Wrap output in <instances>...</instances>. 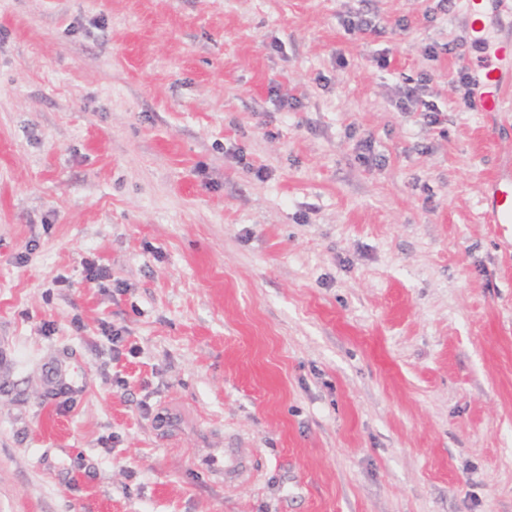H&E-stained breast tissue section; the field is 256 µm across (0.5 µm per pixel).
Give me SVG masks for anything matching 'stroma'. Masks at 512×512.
I'll list each match as a JSON object with an SVG mask.
<instances>
[{"mask_svg": "<svg viewBox=\"0 0 512 512\" xmlns=\"http://www.w3.org/2000/svg\"><path fill=\"white\" fill-rule=\"evenodd\" d=\"M461 8L0 0V512H512V111ZM485 71L486 91L479 97L477 103L478 112H505V95L507 91L504 86V77L497 68H492L489 63L481 62ZM427 80L418 81L413 86H405L399 91L400 97L396 102L397 108L402 112H423V119L430 125L439 122V111L434 104L425 99ZM482 217L486 224L512 225V170L500 169L486 182L483 194Z\"/></svg>", "mask_w": 512, "mask_h": 512, "instance_id": "35a3bbf8", "label": "stroma"}]
</instances>
